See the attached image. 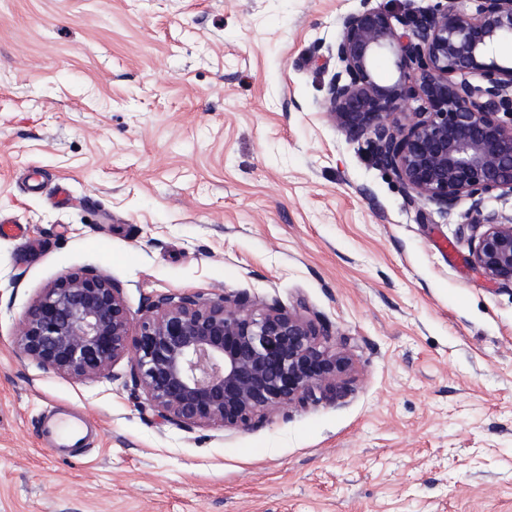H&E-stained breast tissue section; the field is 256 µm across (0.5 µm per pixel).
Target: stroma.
Returning <instances> with one entry per match:
<instances>
[{
	"instance_id": "stroma-1",
	"label": "stroma",
	"mask_w": 512,
	"mask_h": 512,
	"mask_svg": "<svg viewBox=\"0 0 512 512\" xmlns=\"http://www.w3.org/2000/svg\"><path fill=\"white\" fill-rule=\"evenodd\" d=\"M359 0H0V512H512V288L465 206L410 204L323 106ZM452 241L457 261L436 247ZM102 272L305 303L353 360L339 398L249 430L163 420L132 361L75 379L16 352L31 302ZM95 427L49 448L56 405Z\"/></svg>"
}]
</instances>
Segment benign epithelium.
Returning <instances> with one entry per match:
<instances>
[{"mask_svg":"<svg viewBox=\"0 0 512 512\" xmlns=\"http://www.w3.org/2000/svg\"><path fill=\"white\" fill-rule=\"evenodd\" d=\"M434 0L399 13L370 6L344 15L339 64L326 89L330 119L366 139L375 161L409 202L450 214L466 200L470 263L512 285V0ZM394 56L396 79L377 60ZM104 273L70 272L45 289L21 322L17 352L44 369L89 378L132 354L133 383L160 417L177 425L248 430L264 418L332 394L352 371L331 335L300 310L260 312L245 294L166 293L148 300L138 332Z\"/></svg>","mask_w":512,"mask_h":512,"instance_id":"7a95c632","label":"benign epithelium"}]
</instances>
